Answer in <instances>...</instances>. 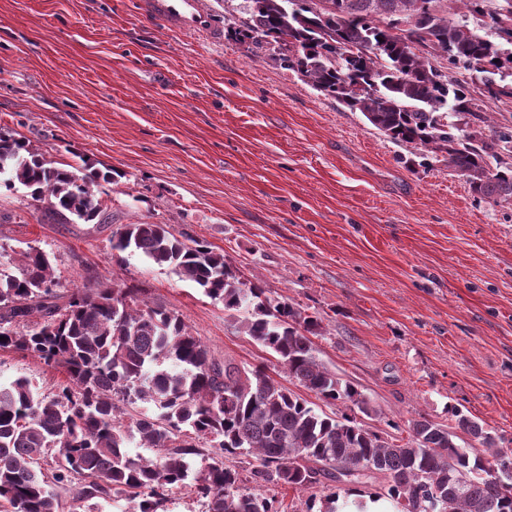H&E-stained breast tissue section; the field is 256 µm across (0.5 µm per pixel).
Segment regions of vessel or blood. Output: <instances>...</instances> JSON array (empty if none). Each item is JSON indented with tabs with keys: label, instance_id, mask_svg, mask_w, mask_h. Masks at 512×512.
<instances>
[{
	"label": "vessel or blood",
	"instance_id": "b4317fda",
	"mask_svg": "<svg viewBox=\"0 0 512 512\" xmlns=\"http://www.w3.org/2000/svg\"><path fill=\"white\" fill-rule=\"evenodd\" d=\"M143 14L187 36L216 41L220 33L209 20L202 0H141Z\"/></svg>",
	"mask_w": 512,
	"mask_h": 512
}]
</instances>
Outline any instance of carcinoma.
Wrapping results in <instances>:
<instances>
[{
    "label": "carcinoma",
    "instance_id": "carcinoma-1",
    "mask_svg": "<svg viewBox=\"0 0 512 512\" xmlns=\"http://www.w3.org/2000/svg\"><path fill=\"white\" fill-rule=\"evenodd\" d=\"M230 39L251 59L268 58L321 95L359 112L386 139L410 146L418 166L441 163L473 197L512 210V122L485 110L512 99V0H239ZM467 71L470 80L458 78ZM112 171L59 167L39 149L0 130V188L21 185L62 218L110 219L98 187ZM112 249L171 268L227 310L250 309L239 329L269 353L288 381L324 402L344 400L371 415L365 396L315 355L318 318L272 301L242 280L224 253L166 224H124ZM0 350L20 351L66 374L49 396L26 377L0 386V512H64L57 492L90 501L120 496L133 512H158L186 484L187 457L202 456L193 478L202 512H282L267 485L305 492L326 479L379 481V495L402 512H512V450L455 406L457 428L480 447L425 418L400 443L351 415L332 417L275 381L263 365L217 361L177 313L125 283L60 284L49 256L0 246ZM155 448L156 458L128 448ZM251 456L246 472L225 464ZM253 487L248 488L246 484ZM303 512H368L367 501Z\"/></svg>",
    "mask_w": 512,
    "mask_h": 512
}]
</instances>
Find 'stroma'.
Masks as SVG:
<instances>
[{"instance_id":"stroma-1","label":"stroma","mask_w":512,"mask_h":512,"mask_svg":"<svg viewBox=\"0 0 512 512\" xmlns=\"http://www.w3.org/2000/svg\"><path fill=\"white\" fill-rule=\"evenodd\" d=\"M0 129L58 164L117 172L107 226L0 189V245L45 251L61 283L144 288L216 359L276 361L171 269L112 249L124 224L169 225L224 252L268 297L317 316V358L395 438L456 406L512 449V211L443 165L410 166L335 100L228 39L184 36L139 0H0ZM56 392L64 374L0 351V383Z\"/></svg>"}]
</instances>
